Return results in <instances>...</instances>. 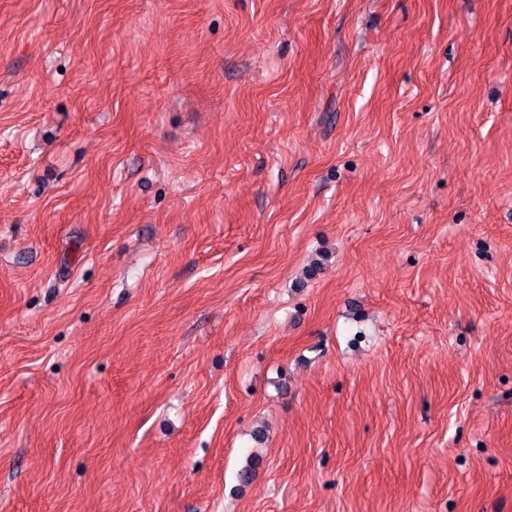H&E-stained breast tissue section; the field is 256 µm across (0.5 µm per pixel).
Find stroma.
<instances>
[{
  "mask_svg": "<svg viewBox=\"0 0 512 512\" xmlns=\"http://www.w3.org/2000/svg\"><path fill=\"white\" fill-rule=\"evenodd\" d=\"M0 512H512V0H0Z\"/></svg>",
  "mask_w": 512,
  "mask_h": 512,
  "instance_id": "1",
  "label": "stroma"
}]
</instances>
